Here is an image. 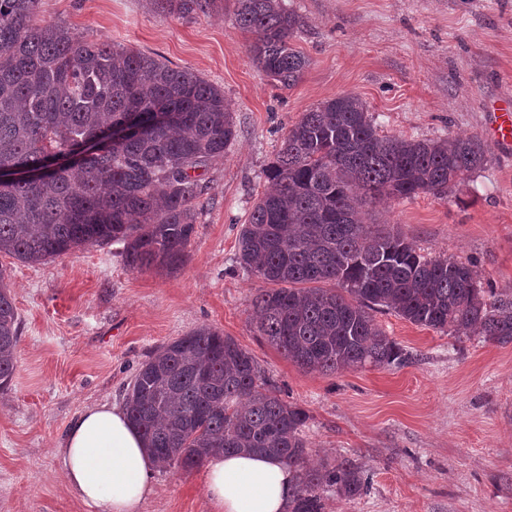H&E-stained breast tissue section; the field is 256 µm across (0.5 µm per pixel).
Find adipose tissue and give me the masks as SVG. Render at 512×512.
<instances>
[{
	"label": "adipose tissue",
	"mask_w": 512,
	"mask_h": 512,
	"mask_svg": "<svg viewBox=\"0 0 512 512\" xmlns=\"http://www.w3.org/2000/svg\"><path fill=\"white\" fill-rule=\"evenodd\" d=\"M55 459L70 495L99 512H140L154 492V463L125 409L115 403L83 408ZM204 482L216 512H286L297 477L274 457L227 453L209 458Z\"/></svg>",
	"instance_id": "obj_1"
}]
</instances>
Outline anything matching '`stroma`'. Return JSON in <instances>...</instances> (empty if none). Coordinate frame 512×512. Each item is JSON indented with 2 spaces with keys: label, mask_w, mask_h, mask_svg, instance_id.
Listing matches in <instances>:
<instances>
[{
  "label": "stroma",
  "mask_w": 512,
  "mask_h": 512,
  "mask_svg": "<svg viewBox=\"0 0 512 512\" xmlns=\"http://www.w3.org/2000/svg\"><path fill=\"white\" fill-rule=\"evenodd\" d=\"M292 44L309 60L281 86L253 65L235 0L184 18L149 0H40L39 17L188 68L221 87L238 136L202 173L208 203L177 272L129 270L118 243L28 265L0 255L18 315V364L0 389V512H96L68 494L53 449L86 405L125 404L140 363L207 325L258 360L304 409L307 465L350 459L371 477L348 498L320 489L325 512H512V343L462 339L391 312L375 320L409 363L307 373L259 336L251 300L264 283L236 260L240 229L282 135L318 103L360 97L383 135L486 140L491 101L512 99V0H285ZM486 165L447 198L365 207L420 254L475 264L512 296V158ZM203 469H156L141 512H214Z\"/></svg>",
  "instance_id": "obj_1"
}]
</instances>
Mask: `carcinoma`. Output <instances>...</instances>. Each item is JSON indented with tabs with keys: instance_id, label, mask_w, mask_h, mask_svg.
I'll return each mask as SVG.
<instances>
[{
	"instance_id": "obj_1",
	"label": "carcinoma",
	"mask_w": 512,
	"mask_h": 512,
	"mask_svg": "<svg viewBox=\"0 0 512 512\" xmlns=\"http://www.w3.org/2000/svg\"><path fill=\"white\" fill-rule=\"evenodd\" d=\"M183 17L216 0H153ZM39 0H0V168L33 172L0 186V254L39 264L121 242L128 269L169 273L187 261L198 171L238 136L224 91L188 69L38 20ZM253 64L283 86L309 59L292 44L300 18L284 0H236ZM127 133L105 141L114 127ZM79 155L46 169L50 155ZM487 162L473 137L381 135L366 103L327 99L284 134L268 189L238 238L239 264L269 287L253 297L256 329L307 372L402 364L409 354L374 313L393 312L451 336L512 343V298L486 288L471 263L427 258L362 208L384 198L446 196ZM333 282L334 288H322ZM19 322L0 268V387L17 368ZM126 410L161 467L196 469L217 452L282 459L299 473L289 512H323L319 489L360 494L351 460L306 467L307 413L284 401L253 355L201 326L156 349L130 383Z\"/></svg>"
}]
</instances>
